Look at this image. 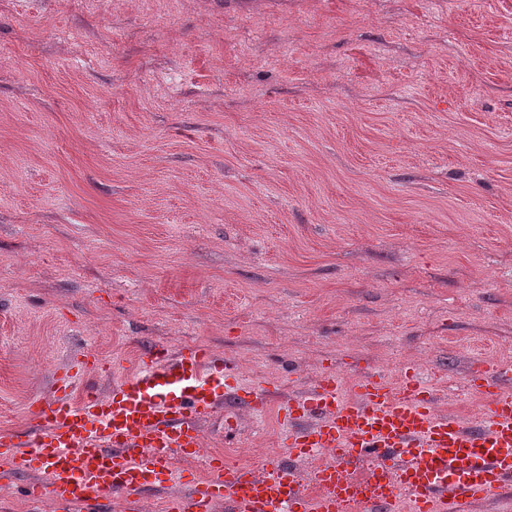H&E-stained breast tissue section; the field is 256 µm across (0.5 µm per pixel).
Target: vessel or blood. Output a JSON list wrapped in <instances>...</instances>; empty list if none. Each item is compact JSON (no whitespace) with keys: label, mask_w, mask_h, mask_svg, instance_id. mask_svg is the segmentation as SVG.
<instances>
[{"label":"vessel or blood","mask_w":512,"mask_h":512,"mask_svg":"<svg viewBox=\"0 0 512 512\" xmlns=\"http://www.w3.org/2000/svg\"><path fill=\"white\" fill-rule=\"evenodd\" d=\"M89 361L61 371L53 395L31 403L35 428L0 435V476H29L32 502L58 512H108L112 494L137 504L150 489L182 485L164 512H468L512 489V371L482 362L468 387L485 404L466 422L438 411L415 365L396 380L361 372L350 395L323 368L305 392L280 405L285 454L255 466L229 465L206 451L201 423L233 399L263 418L275 396L241 384L233 363L195 345L153 347L107 394L73 393ZM321 458L310 473L300 461ZM204 462L176 471L175 459ZM365 460L367 476L349 467Z\"/></svg>","instance_id":"obj_1"}]
</instances>
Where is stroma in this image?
Wrapping results in <instances>:
<instances>
[{
    "label": "stroma",
    "instance_id": "stroma-1",
    "mask_svg": "<svg viewBox=\"0 0 512 512\" xmlns=\"http://www.w3.org/2000/svg\"><path fill=\"white\" fill-rule=\"evenodd\" d=\"M203 345L280 395L512 366V0H0V434L84 357ZM207 422L236 464L277 407Z\"/></svg>",
    "mask_w": 512,
    "mask_h": 512
}]
</instances>
